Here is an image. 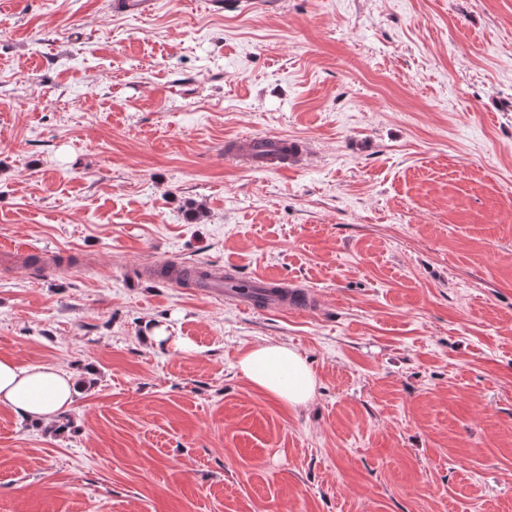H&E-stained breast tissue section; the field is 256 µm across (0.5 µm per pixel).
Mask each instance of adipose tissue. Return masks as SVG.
<instances>
[{
    "label": "adipose tissue",
    "mask_w": 512,
    "mask_h": 512,
    "mask_svg": "<svg viewBox=\"0 0 512 512\" xmlns=\"http://www.w3.org/2000/svg\"><path fill=\"white\" fill-rule=\"evenodd\" d=\"M236 367L257 389L293 406L314 397L316 377L304 358L287 344L268 341L252 346ZM77 391L72 372L50 366H25L0 357V404L36 425L46 426L69 410Z\"/></svg>",
    "instance_id": "obj_1"
}]
</instances>
